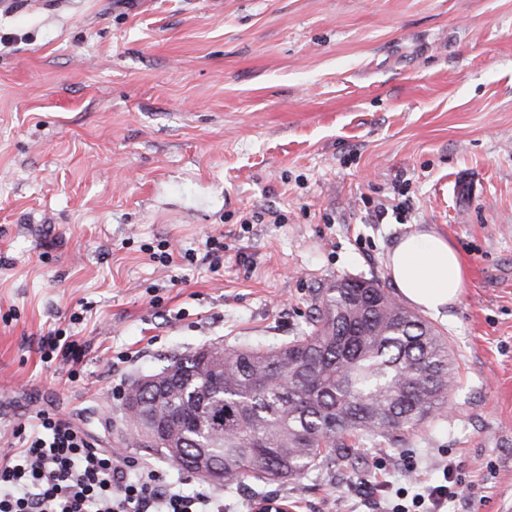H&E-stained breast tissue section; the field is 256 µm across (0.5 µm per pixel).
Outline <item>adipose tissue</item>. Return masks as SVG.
Listing matches in <instances>:
<instances>
[{"instance_id":"ef3b65f1","label":"adipose tissue","mask_w":512,"mask_h":512,"mask_svg":"<svg viewBox=\"0 0 512 512\" xmlns=\"http://www.w3.org/2000/svg\"><path fill=\"white\" fill-rule=\"evenodd\" d=\"M387 268L400 294L424 311L438 314L456 303L465 284L457 250L431 231L403 236L388 253Z\"/></svg>"}]
</instances>
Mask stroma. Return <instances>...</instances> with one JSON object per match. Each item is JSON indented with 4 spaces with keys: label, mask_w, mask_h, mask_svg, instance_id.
Segmentation results:
<instances>
[{
    "label": "stroma",
    "mask_w": 512,
    "mask_h": 512,
    "mask_svg": "<svg viewBox=\"0 0 512 512\" xmlns=\"http://www.w3.org/2000/svg\"><path fill=\"white\" fill-rule=\"evenodd\" d=\"M417 229L467 273L429 318L457 366L446 408L270 485L291 512H385L449 463L447 512H512V0L0 4V455L44 408L193 492L123 443L129 384L303 335L331 281L396 293L386 256ZM210 235L216 267L140 250L201 254ZM54 328L84 348L76 381L40 359Z\"/></svg>",
    "instance_id": "1"
}]
</instances>
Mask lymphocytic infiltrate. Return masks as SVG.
<instances>
[{
	"instance_id": "f902f5d3",
	"label": "lymphocytic infiltrate",
	"mask_w": 512,
	"mask_h": 512,
	"mask_svg": "<svg viewBox=\"0 0 512 512\" xmlns=\"http://www.w3.org/2000/svg\"><path fill=\"white\" fill-rule=\"evenodd\" d=\"M0 456V512H224V499L201 483L185 493L151 465L133 466L100 448L80 427L41 409L12 430ZM455 468L423 484L411 504L389 512H443L455 499Z\"/></svg>"
}]
</instances>
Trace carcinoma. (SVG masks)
<instances>
[{"mask_svg":"<svg viewBox=\"0 0 512 512\" xmlns=\"http://www.w3.org/2000/svg\"><path fill=\"white\" fill-rule=\"evenodd\" d=\"M310 331L286 345L172 356L164 388L135 390L142 414L174 426L183 470L205 452L228 492L248 479L300 482L317 462L351 461L345 439L397 440L447 403L448 343L374 280H336L317 295Z\"/></svg>","mask_w":512,"mask_h":512,"instance_id":"carcinoma-1","label":"carcinoma"}]
</instances>
